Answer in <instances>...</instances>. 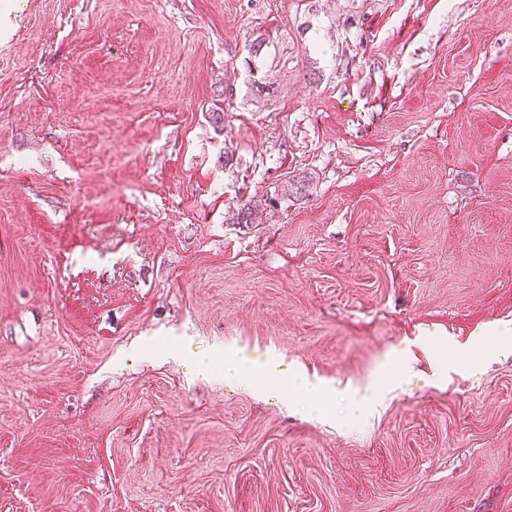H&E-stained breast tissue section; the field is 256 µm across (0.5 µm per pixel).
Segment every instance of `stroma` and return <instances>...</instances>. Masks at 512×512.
<instances>
[{"mask_svg": "<svg viewBox=\"0 0 512 512\" xmlns=\"http://www.w3.org/2000/svg\"><path fill=\"white\" fill-rule=\"evenodd\" d=\"M12 22L0 512H512V0ZM303 391L312 400H325L327 398L335 397L337 393H345L350 395L356 402L360 404H367L372 407L380 406L382 401L380 396L374 389L367 388L364 393L360 394L358 389H351L347 387L343 391L335 388H329L321 383H314L305 381L303 384Z\"/></svg>", "mask_w": 512, "mask_h": 512, "instance_id": "1", "label": "stroma"}]
</instances>
